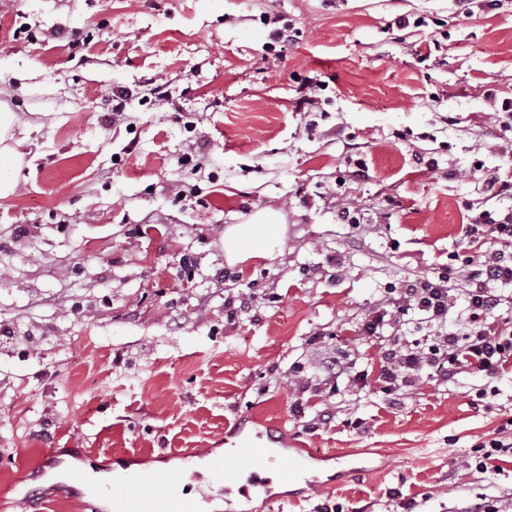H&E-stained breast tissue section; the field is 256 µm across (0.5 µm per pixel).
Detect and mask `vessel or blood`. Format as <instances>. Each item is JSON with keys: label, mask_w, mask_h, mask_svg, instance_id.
<instances>
[{"label": "vessel or blood", "mask_w": 512, "mask_h": 512, "mask_svg": "<svg viewBox=\"0 0 512 512\" xmlns=\"http://www.w3.org/2000/svg\"><path fill=\"white\" fill-rule=\"evenodd\" d=\"M278 459L267 448L262 435H243L235 444L234 453L212 460L210 469L224 482L225 494L240 489L244 472L259 475L277 464ZM182 475L178 472L140 475L137 483L113 482L107 488L113 512H194L192 503L181 495ZM54 501L78 504L82 512H93V501L84 499L75 485L60 482L55 486Z\"/></svg>", "instance_id": "b4317fda"}]
</instances>
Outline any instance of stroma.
I'll use <instances>...</instances> for the list:
<instances>
[{
    "label": "stroma",
    "instance_id": "obj_1",
    "mask_svg": "<svg viewBox=\"0 0 512 512\" xmlns=\"http://www.w3.org/2000/svg\"><path fill=\"white\" fill-rule=\"evenodd\" d=\"M1 107V502L265 423L312 457L253 512H512V454L477 450L512 374L391 396L360 332L512 207V0H0ZM268 208L279 248L230 262ZM336 352L365 384L325 385ZM15 119L14 112L0 109V199H7L15 193L21 165L20 155L12 143Z\"/></svg>",
    "mask_w": 512,
    "mask_h": 512
}]
</instances>
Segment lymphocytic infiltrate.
Instances as JSON below:
<instances>
[{"mask_svg":"<svg viewBox=\"0 0 512 512\" xmlns=\"http://www.w3.org/2000/svg\"><path fill=\"white\" fill-rule=\"evenodd\" d=\"M462 238L469 252L459 268L434 281L425 279L389 290L380 309L369 315L363 331L369 340L382 343L378 380L385 390L400 383L416 384L426 374L449 382L467 369L493 382L512 368V327H499L487 320L503 303L497 284L512 280V212L498 220L479 213L474 223L465 225ZM483 246L489 254L481 278L462 277V269L474 262L471 249ZM462 280L467 283L463 290L458 287ZM460 295L470 311V329L465 336L445 334L425 350L404 341L400 332L415 318L439 326L447 323Z\"/></svg>","mask_w":512,"mask_h":512,"instance_id":"lymphocytic-infiltrate-1","label":"lymphocytic infiltrate"}]
</instances>
